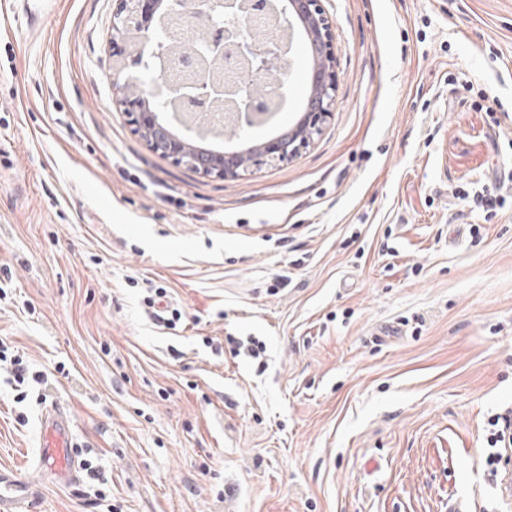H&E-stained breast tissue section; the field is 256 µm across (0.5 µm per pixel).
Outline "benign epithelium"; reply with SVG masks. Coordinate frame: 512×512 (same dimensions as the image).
<instances>
[{
	"instance_id": "7a95c632",
	"label": "benign epithelium",
	"mask_w": 512,
	"mask_h": 512,
	"mask_svg": "<svg viewBox=\"0 0 512 512\" xmlns=\"http://www.w3.org/2000/svg\"><path fill=\"white\" fill-rule=\"evenodd\" d=\"M112 15L113 97L130 116L135 129L150 146L199 174L221 179L241 176L263 167L283 164L310 144L323 131L336 101L335 58L330 49L331 33L322 0H224L221 24L214 28L208 49L217 55H231L242 74L253 78L265 74L276 60L286 65L293 46L292 32L300 24L308 39L311 61L310 91L305 104L307 118L286 128L271 143H258L242 152L216 154L174 134L158 118L163 111L160 98L169 100L173 110L191 107L205 112L217 102L237 126H249L259 111L258 100L238 82L208 84L200 70L186 76L185 86H163L147 79L150 62L165 61L167 46L159 39L165 20L177 5L182 13L191 9L189 0H116Z\"/></svg>"
}]
</instances>
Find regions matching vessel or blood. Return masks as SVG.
<instances>
[{
  "instance_id": "b4317fda",
  "label": "vessel or blood",
  "mask_w": 512,
  "mask_h": 512,
  "mask_svg": "<svg viewBox=\"0 0 512 512\" xmlns=\"http://www.w3.org/2000/svg\"><path fill=\"white\" fill-rule=\"evenodd\" d=\"M42 442L36 463L56 482L74 485L80 465L73 445V425L67 406L55 403L41 416ZM37 488L14 474L0 470V512H32Z\"/></svg>"
}]
</instances>
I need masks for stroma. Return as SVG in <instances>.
<instances>
[{"mask_svg":"<svg viewBox=\"0 0 512 512\" xmlns=\"http://www.w3.org/2000/svg\"><path fill=\"white\" fill-rule=\"evenodd\" d=\"M42 1L0 0V469L38 512H512V0H324L322 135L224 180L115 105V0ZM57 401L72 487L32 465Z\"/></svg>","mask_w":512,"mask_h":512,"instance_id":"1","label":"stroma"}]
</instances>
